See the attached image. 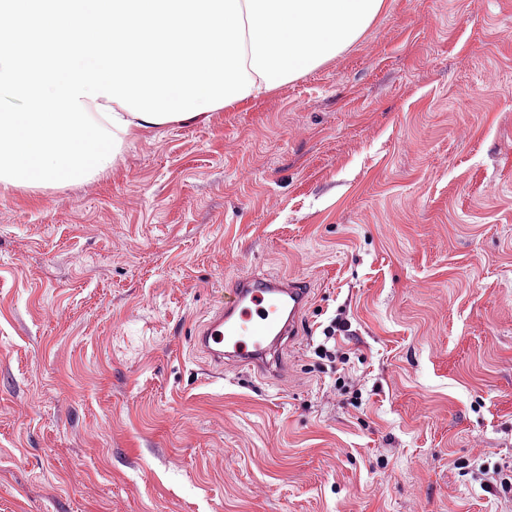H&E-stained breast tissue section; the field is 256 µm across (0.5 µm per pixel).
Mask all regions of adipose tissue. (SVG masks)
I'll return each instance as SVG.
<instances>
[{
    "label": "adipose tissue",
    "instance_id": "adipose-tissue-1",
    "mask_svg": "<svg viewBox=\"0 0 512 512\" xmlns=\"http://www.w3.org/2000/svg\"><path fill=\"white\" fill-rule=\"evenodd\" d=\"M384 0H0V189L88 181L136 130L255 100L356 42ZM106 37L111 52L77 43Z\"/></svg>",
    "mask_w": 512,
    "mask_h": 512
}]
</instances>
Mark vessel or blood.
I'll use <instances>...</instances> for the list:
<instances>
[{"label":"vessel or blood","instance_id":"b4317fda","mask_svg":"<svg viewBox=\"0 0 512 512\" xmlns=\"http://www.w3.org/2000/svg\"><path fill=\"white\" fill-rule=\"evenodd\" d=\"M230 298L200 324L194 348L216 365L279 375L285 342L298 334L311 289L306 281L285 276L235 279Z\"/></svg>","mask_w":512,"mask_h":512}]
</instances>
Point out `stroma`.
Listing matches in <instances>:
<instances>
[{
    "label": "stroma",
    "mask_w": 512,
    "mask_h": 512,
    "mask_svg": "<svg viewBox=\"0 0 512 512\" xmlns=\"http://www.w3.org/2000/svg\"><path fill=\"white\" fill-rule=\"evenodd\" d=\"M312 293L285 374L191 333ZM361 406L315 356L336 316ZM512 0H385L241 109L0 190V512H512Z\"/></svg>",
    "instance_id": "1"
}]
</instances>
